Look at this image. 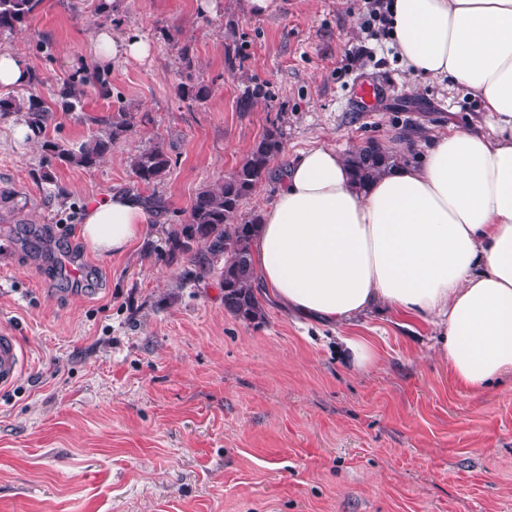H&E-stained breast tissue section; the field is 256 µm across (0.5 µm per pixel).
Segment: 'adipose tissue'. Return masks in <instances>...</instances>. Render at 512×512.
Instances as JSON below:
<instances>
[{
  "mask_svg": "<svg viewBox=\"0 0 512 512\" xmlns=\"http://www.w3.org/2000/svg\"><path fill=\"white\" fill-rule=\"evenodd\" d=\"M389 45L410 72L478 97L485 128L432 135L417 164L352 186L339 150L300 151L253 245L257 279L284 310L338 326L409 312L458 389L512 373V0H390ZM142 200L91 202L80 236L98 255L126 252Z\"/></svg>",
  "mask_w": 512,
  "mask_h": 512,
  "instance_id": "obj_1",
  "label": "adipose tissue"
}]
</instances>
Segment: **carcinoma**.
<instances>
[{
    "label": "carcinoma",
    "mask_w": 512,
    "mask_h": 512,
    "mask_svg": "<svg viewBox=\"0 0 512 512\" xmlns=\"http://www.w3.org/2000/svg\"><path fill=\"white\" fill-rule=\"evenodd\" d=\"M42 0H0V34L13 33L26 27L40 7ZM243 56L236 44L224 49V66L233 72L241 68ZM178 66L184 81L178 94L191 102L201 104L209 98V85L195 77L197 60L184 46L178 52ZM94 85L100 96H110L106 74L83 70L64 83L57 92L64 112L83 110L84 87ZM17 114L35 132L43 131L52 119V110L37 96L27 98H0V115ZM97 132L78 149L46 139L44 153L45 179H51L55 164L92 169L112 151L119 140L134 135L138 122L136 113L120 110L101 116H87ZM283 150V132L276 125L266 129L243 160L224 180L202 187L195 194L188 217L166 231L164 261L169 267L189 263L193 271H185L182 279L201 280L221 264L220 282L224 288V309L235 317L260 323L265 312L258 300L255 287L253 241L257 237L260 214L241 216L243 205L255 194L259 183L270 170L272 161ZM358 188L382 176L387 170L406 162L404 156L377 141H367L354 148L345 158ZM171 157L159 141L137 149L129 157V166L138 181L144 185L156 184L167 174Z\"/></svg>",
    "instance_id": "cac0c4a2"
}]
</instances>
